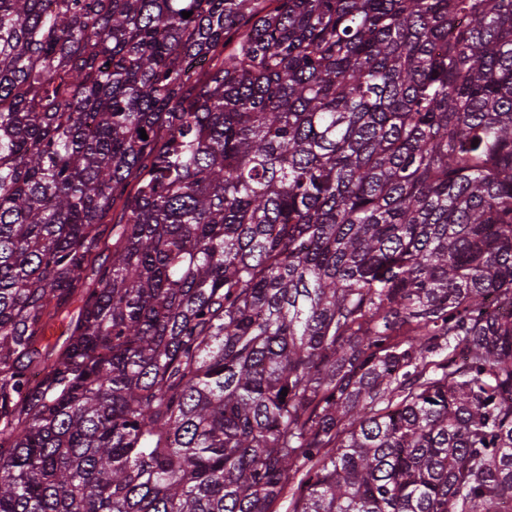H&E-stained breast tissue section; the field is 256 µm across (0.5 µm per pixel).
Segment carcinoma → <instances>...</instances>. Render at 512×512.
Segmentation results:
<instances>
[{
    "mask_svg": "<svg viewBox=\"0 0 512 512\" xmlns=\"http://www.w3.org/2000/svg\"><path fill=\"white\" fill-rule=\"evenodd\" d=\"M290 484L512 512V0H0V512Z\"/></svg>",
    "mask_w": 512,
    "mask_h": 512,
    "instance_id": "cac0c4a2",
    "label": "carcinoma"
}]
</instances>
